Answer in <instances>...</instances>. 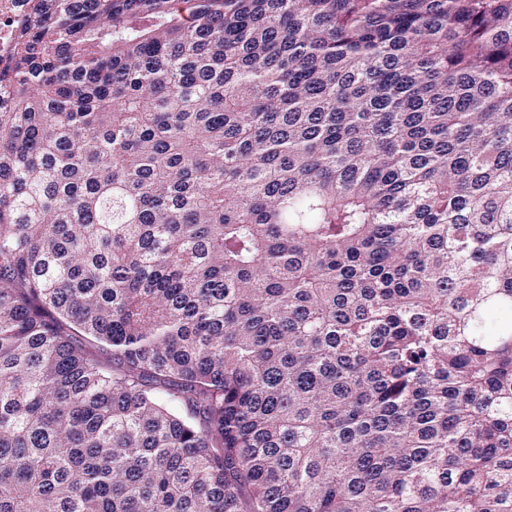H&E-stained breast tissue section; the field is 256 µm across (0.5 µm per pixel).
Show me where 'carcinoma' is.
<instances>
[{
    "instance_id": "cac0c4a2",
    "label": "carcinoma",
    "mask_w": 512,
    "mask_h": 512,
    "mask_svg": "<svg viewBox=\"0 0 512 512\" xmlns=\"http://www.w3.org/2000/svg\"><path fill=\"white\" fill-rule=\"evenodd\" d=\"M26 2L0 512H512V0Z\"/></svg>"
}]
</instances>
